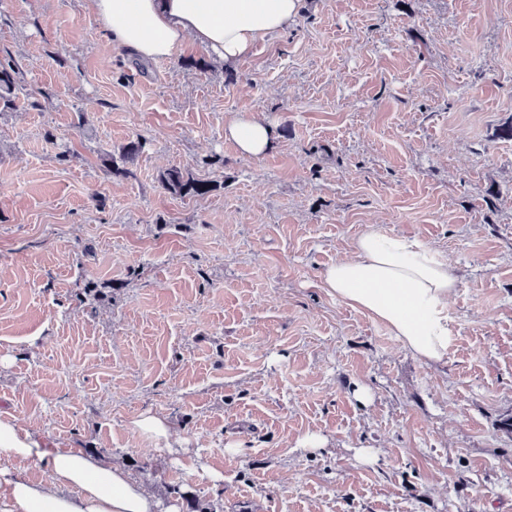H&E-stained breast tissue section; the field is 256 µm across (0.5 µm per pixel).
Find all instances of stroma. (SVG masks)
<instances>
[{
  "instance_id": "stroma-1",
  "label": "stroma",
  "mask_w": 512,
  "mask_h": 512,
  "mask_svg": "<svg viewBox=\"0 0 512 512\" xmlns=\"http://www.w3.org/2000/svg\"><path fill=\"white\" fill-rule=\"evenodd\" d=\"M4 55L0 419L149 460L163 512L176 485L218 512H512V0H304L238 62L188 41L141 68L86 0H0ZM244 111L264 157L224 138ZM172 167L217 188L174 195ZM370 230L454 268L443 362L321 288ZM19 75V68L10 56L0 58V112L16 108L14 94L20 82ZM224 138L233 142L241 155L258 158L270 149L274 129L251 112H236L224 124ZM133 425L138 430L153 434L157 437L168 438L171 435V428L167 420L150 412L141 413L133 422Z\"/></svg>"
}]
</instances>
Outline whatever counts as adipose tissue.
Masks as SVG:
<instances>
[{"label": "adipose tissue", "mask_w": 512, "mask_h": 512, "mask_svg": "<svg viewBox=\"0 0 512 512\" xmlns=\"http://www.w3.org/2000/svg\"><path fill=\"white\" fill-rule=\"evenodd\" d=\"M111 44L143 60L172 58L186 39L228 64L295 22L301 0H90ZM224 136L238 152L258 158L274 129L250 112L234 113ZM322 288L383 323L420 360L448 354V303L457 284L451 266L429 244L376 230L319 274ZM0 451L17 461L38 458L49 482L0 470L7 489L0 512H156L158 504L121 466L78 450L42 448L16 420L0 419Z\"/></svg>", "instance_id": "1"}]
</instances>
